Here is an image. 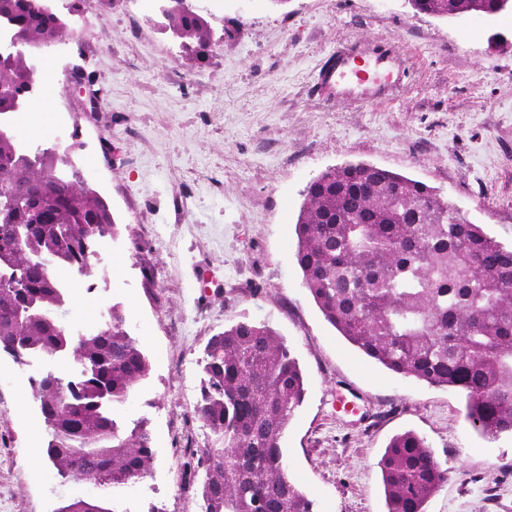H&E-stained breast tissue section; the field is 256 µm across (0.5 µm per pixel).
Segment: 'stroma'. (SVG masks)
Masks as SVG:
<instances>
[{
    "label": "stroma",
    "instance_id": "35a3bbf8",
    "mask_svg": "<svg viewBox=\"0 0 512 512\" xmlns=\"http://www.w3.org/2000/svg\"><path fill=\"white\" fill-rule=\"evenodd\" d=\"M209 16L214 50L190 65L165 31L159 0H62L104 41L72 45L57 83L82 70L103 97L58 93L81 147L78 169L118 223L97 293L70 295L67 323L101 324L119 305L151 370L125 412L147 419L150 476L116 512H201L193 418L208 339L248 317L284 336L307 392L283 442L288 470L317 512H387L378 461L390 438L424 437L448 471L426 512H512V437L490 439L454 390L392 374L338 335L303 286L295 222L306 186L328 168L367 162L436 188L512 244V11L449 21L407 0H187ZM389 42L411 78L391 100L314 96L319 64L342 45ZM124 257L115 269L116 257ZM67 378V357L0 354V512H55L92 493L49 468L30 379Z\"/></svg>",
    "mask_w": 512,
    "mask_h": 512
}]
</instances>
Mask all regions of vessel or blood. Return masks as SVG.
<instances>
[{
	"instance_id": "1",
	"label": "vessel or blood",
	"mask_w": 512,
	"mask_h": 512,
	"mask_svg": "<svg viewBox=\"0 0 512 512\" xmlns=\"http://www.w3.org/2000/svg\"><path fill=\"white\" fill-rule=\"evenodd\" d=\"M405 64L390 46L363 43L340 47L316 74L320 96L328 101L383 102L400 88Z\"/></svg>"
}]
</instances>
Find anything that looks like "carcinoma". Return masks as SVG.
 Returning a JSON list of instances; mask_svg holds the SVG:
<instances>
[{
    "instance_id": "carcinoma-1",
    "label": "carcinoma",
    "mask_w": 512,
    "mask_h": 512,
    "mask_svg": "<svg viewBox=\"0 0 512 512\" xmlns=\"http://www.w3.org/2000/svg\"><path fill=\"white\" fill-rule=\"evenodd\" d=\"M418 13L492 19L512 0H407ZM20 35L57 40L69 31L38 0H0ZM165 28L187 60L213 52L208 17L168 0ZM20 63H0V114L24 97ZM117 233L105 199L79 173L32 168L0 143V353L16 361L70 356L79 377L48 373L31 383L48 430L46 458L63 480L119 490L150 474L155 453L144 419L124 408L149 374L148 358L118 306L103 327L58 319L69 289L60 268L86 266L92 241ZM295 258L325 320L386 370L453 389L476 432L512 435V246L490 236L422 181L369 163L321 173L304 191ZM195 417L211 433L196 449L204 512H315L288 473L282 447L305 395L286 340L243 318L211 336L200 361ZM378 466L388 512H425L447 470L419 435L387 444ZM56 512H114L102 496L65 500Z\"/></svg>"
}]
</instances>
